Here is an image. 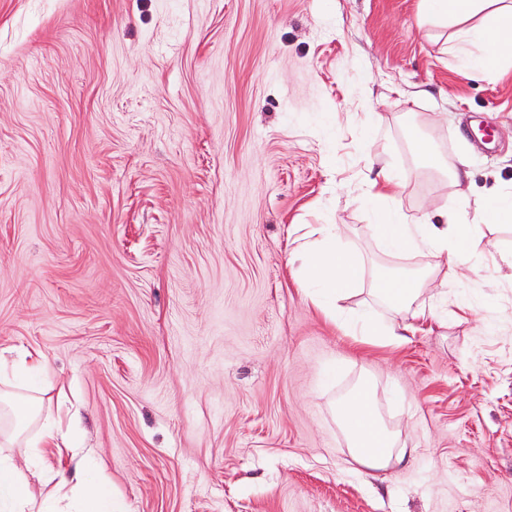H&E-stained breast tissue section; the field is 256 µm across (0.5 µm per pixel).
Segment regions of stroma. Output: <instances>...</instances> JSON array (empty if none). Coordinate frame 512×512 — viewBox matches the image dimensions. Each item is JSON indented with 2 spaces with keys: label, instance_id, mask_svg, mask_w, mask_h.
Here are the masks:
<instances>
[{
  "label": "stroma",
  "instance_id": "obj_1",
  "mask_svg": "<svg viewBox=\"0 0 512 512\" xmlns=\"http://www.w3.org/2000/svg\"><path fill=\"white\" fill-rule=\"evenodd\" d=\"M419 3L0 0V351L44 353L117 512H512V223L398 345L289 264L301 224L431 264L376 246L379 158L411 224L461 209L458 161L512 184V71L468 72ZM364 376L405 448L372 474L334 414ZM399 185V179L394 172L393 166L388 161L383 160L378 170L377 178L373 179L364 191V199L369 204L378 200L390 199L392 197L391 193Z\"/></svg>",
  "mask_w": 512,
  "mask_h": 512
}]
</instances>
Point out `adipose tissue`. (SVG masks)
<instances>
[{
	"instance_id": "obj_1",
	"label": "adipose tissue",
	"mask_w": 512,
	"mask_h": 512,
	"mask_svg": "<svg viewBox=\"0 0 512 512\" xmlns=\"http://www.w3.org/2000/svg\"><path fill=\"white\" fill-rule=\"evenodd\" d=\"M424 25L456 27L454 49L481 72L495 75L512 67V0H420ZM441 224H410L396 211L381 209L372 227L379 249L387 254L427 253L445 258V265L385 274L368 270L361 252L342 245L332 224H318L299 236L291 258L299 264V284L313 305L331 322L349 328L353 335L371 339L382 334L388 342L403 341L409 317L425 316L419 300L437 275L457 276L467 257L474 227L457 214L445 212ZM368 284L370 302L360 304L353 317H345L340 300ZM385 308L382 328L372 322V307ZM46 360L37 349L19 350L16 360L0 355V406L15 424L14 437L22 438V455L0 452V512H112L108 485L91 479L87 469L93 450L73 448L68 433L43 426L44 392L31 383L43 372ZM355 461L371 472L387 469L399 446V435L381 416L370 381L359 382L336 404ZM69 456L72 477L66 478L45 462L46 450Z\"/></svg>"
}]
</instances>
